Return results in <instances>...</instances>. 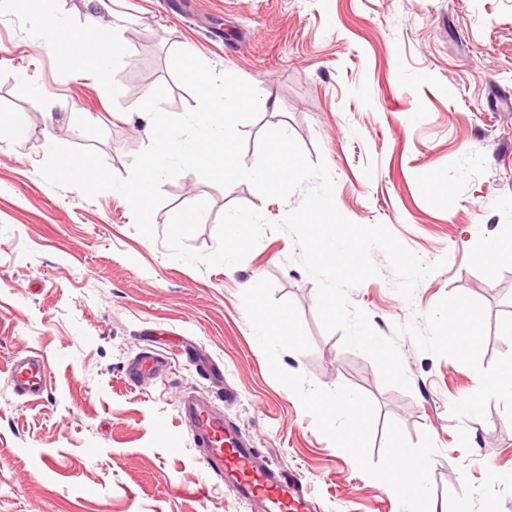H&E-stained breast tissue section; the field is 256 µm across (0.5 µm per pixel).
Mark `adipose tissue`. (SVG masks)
<instances>
[{
  "mask_svg": "<svg viewBox=\"0 0 512 512\" xmlns=\"http://www.w3.org/2000/svg\"><path fill=\"white\" fill-rule=\"evenodd\" d=\"M45 50L60 54L76 55L99 77H107L109 64L116 52V44L111 31L97 19H89L86 26L75 33L64 30L57 19L52 0H42Z\"/></svg>",
  "mask_w": 512,
  "mask_h": 512,
  "instance_id": "obj_1",
  "label": "adipose tissue"
}]
</instances>
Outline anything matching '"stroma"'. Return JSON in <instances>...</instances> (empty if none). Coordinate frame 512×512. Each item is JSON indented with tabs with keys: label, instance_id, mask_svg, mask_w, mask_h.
I'll list each match as a JSON object with an SVG mask.
<instances>
[{
	"label": "stroma",
	"instance_id": "stroma-1",
	"mask_svg": "<svg viewBox=\"0 0 512 512\" xmlns=\"http://www.w3.org/2000/svg\"><path fill=\"white\" fill-rule=\"evenodd\" d=\"M168 2L107 0L102 20L118 53L104 82L42 49L40 11L0 0V115L14 120L0 128V512H251L203 469L179 415L183 394L221 404L225 421L299 478L319 512H401L383 482L359 470L272 377L242 303L247 284L263 278L275 298L295 303L311 344L282 352L281 366L370 397L373 458L387 421L413 442L428 433L441 512H455L462 496L472 512H512L503 404L491 402L482 421L450 412L477 387L472 369L402 336L411 388L383 385L369 357L323 330L316 285L290 262L291 235L274 227L234 266L194 268L169 256L168 223L184 205L208 203L206 222L186 241L207 254L230 206L258 209L275 224L301 192L266 199L244 181L226 190L183 173L161 185L166 202L151 240L119 192L88 198L40 173L56 143L96 147L127 176L149 144L138 103L163 83L168 114L196 104L170 69L171 51L187 50L258 89L260 114L239 127L245 165L256 163L264 129L287 128L310 160H325L343 216L383 223L424 262H440L412 299L388 271L350 292L374 331L392 336L460 292L485 308L482 362L490 364L512 351V261L490 274L475 252L477 240L512 237V107L504 102L512 97V0H179L175 14ZM427 173L445 193L426 187ZM185 345L214 359L223 383L179 356ZM152 348L171 355L170 368L131 385L128 362ZM31 352L47 359L49 382L27 402L7 368ZM45 457L52 467L42 466Z\"/></svg>",
	"mask_w": 512,
	"mask_h": 512
}]
</instances>
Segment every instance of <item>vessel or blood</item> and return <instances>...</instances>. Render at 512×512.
<instances>
[{"mask_svg":"<svg viewBox=\"0 0 512 512\" xmlns=\"http://www.w3.org/2000/svg\"><path fill=\"white\" fill-rule=\"evenodd\" d=\"M168 364L166 357L151 354L130 363L125 375L129 382L137 384L146 373ZM9 374L22 397L40 396L47 386L45 360L39 355L14 359ZM180 417L202 450L204 469L223 477L225 487L246 500L253 512H317L316 503L302 484L272 467L248 439L225 423L223 410L214 403L182 396Z\"/></svg>","mask_w":512,"mask_h":512,"instance_id":"1","label":"vessel or blood"}]
</instances>
